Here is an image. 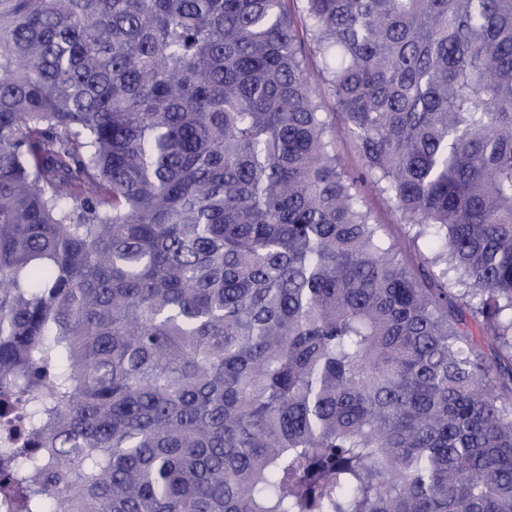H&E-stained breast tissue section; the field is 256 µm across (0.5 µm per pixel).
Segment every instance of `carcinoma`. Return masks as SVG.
I'll return each instance as SVG.
<instances>
[{"instance_id": "carcinoma-1", "label": "carcinoma", "mask_w": 512, "mask_h": 512, "mask_svg": "<svg viewBox=\"0 0 512 512\" xmlns=\"http://www.w3.org/2000/svg\"><path fill=\"white\" fill-rule=\"evenodd\" d=\"M2 410L0 512H512V0H0ZM363 195L376 221L379 224H384L386 236L390 239H402L405 228L402 224H399L396 217L387 210L382 198L368 186L363 188Z\"/></svg>"}]
</instances>
